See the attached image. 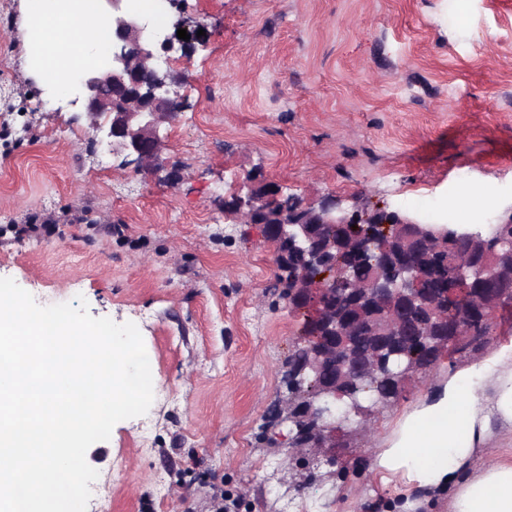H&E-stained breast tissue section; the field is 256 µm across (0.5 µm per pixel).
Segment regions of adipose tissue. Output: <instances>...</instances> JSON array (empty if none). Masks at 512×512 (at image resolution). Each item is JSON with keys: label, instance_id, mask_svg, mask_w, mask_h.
<instances>
[{"label": "adipose tissue", "instance_id": "ef3b65f1", "mask_svg": "<svg viewBox=\"0 0 512 512\" xmlns=\"http://www.w3.org/2000/svg\"><path fill=\"white\" fill-rule=\"evenodd\" d=\"M37 75L66 95L68 77L88 66L108 38L97 0H27ZM512 434V347L442 376L375 449L372 470L402 479L404 512L447 494L451 512H512V463L492 440Z\"/></svg>", "mask_w": 512, "mask_h": 512}]
</instances>
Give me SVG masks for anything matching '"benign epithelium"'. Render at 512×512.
<instances>
[{
    "instance_id": "1",
    "label": "benign epithelium",
    "mask_w": 512,
    "mask_h": 512,
    "mask_svg": "<svg viewBox=\"0 0 512 512\" xmlns=\"http://www.w3.org/2000/svg\"><path fill=\"white\" fill-rule=\"evenodd\" d=\"M108 2L112 3V17L107 19L112 29V51L73 78L76 101L84 108L96 145L114 157H123V166L156 178L166 169L160 129L175 121L182 108L179 88L185 76L170 66L171 54L194 52L207 37L197 36L203 25L179 10L171 15V29L158 35L125 0ZM180 28L187 30L189 40L177 37ZM224 208L239 224L261 226L264 238L275 246V265L290 267L288 307L313 308L310 323L319 327V333L308 343L307 358L285 365L278 410L262 438L263 447L286 450L289 487L301 493L336 474L334 468L345 457L339 433L349 427L354 435L368 437L373 421L395 403L401 383L415 372V365L406 362L386 371L390 379L386 393L373 400L353 401L340 410L338 401L344 396L341 383L353 380L367 390L374 371L371 360L356 351L352 342L371 340L378 352H388L394 337L414 332L404 314L427 307L437 312L431 342L426 344L429 350L436 353L448 348V337L463 331L475 336V329L459 324L452 314L465 298L473 305L482 303L465 284L472 274L484 269L480 254L495 251L497 241H485L480 253L477 241L469 239L466 232L459 233L466 247L456 273L464 287L450 288L438 296L420 288L425 275L419 265L404 261L392 266L384 258L386 246L375 247L372 234L358 237L354 253L374 266L378 274L369 287L350 289V305L374 302L377 309L370 317L345 326L336 312L340 271L336 253L347 248L332 240L315 248L311 241L366 218L368 208L362 196L327 193L310 201L287 192L279 182L258 180L246 193L224 199ZM381 223L389 229L404 228L407 242L415 250L431 243V233L414 218L393 213ZM506 244L508 249L489 268V278L511 293L512 235ZM330 364L336 366L337 379L324 381L322 372Z\"/></svg>"
}]
</instances>
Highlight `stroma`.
Listing matches in <instances>:
<instances>
[{
  "label": "stroma",
  "instance_id": "obj_1",
  "mask_svg": "<svg viewBox=\"0 0 512 512\" xmlns=\"http://www.w3.org/2000/svg\"><path fill=\"white\" fill-rule=\"evenodd\" d=\"M207 46L178 57L171 185L94 167L81 105L41 106L23 0H0V277L134 323L157 378L145 415L86 459L87 512H390L404 491L351 446L299 494L256 438L309 311L288 310L273 247L225 215L263 176L315 200L486 225L512 206V0H185ZM232 186H225L227 174ZM447 365L414 374L385 438Z\"/></svg>",
  "mask_w": 512,
  "mask_h": 512
}]
</instances>
